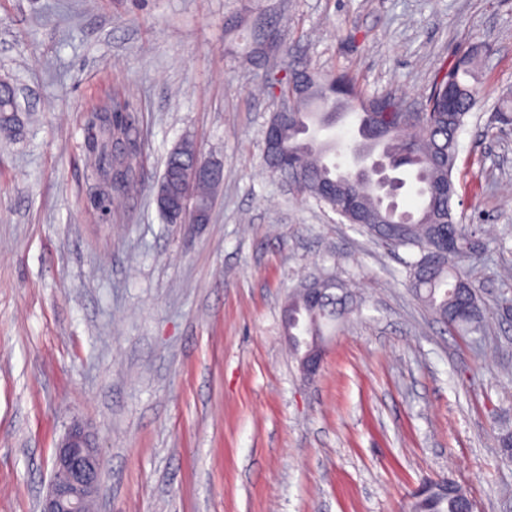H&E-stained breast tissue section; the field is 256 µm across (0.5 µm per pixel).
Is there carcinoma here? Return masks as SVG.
Wrapping results in <instances>:
<instances>
[{"mask_svg":"<svg viewBox=\"0 0 512 512\" xmlns=\"http://www.w3.org/2000/svg\"><path fill=\"white\" fill-rule=\"evenodd\" d=\"M483 46L474 44L462 52L450 69H441L427 96L424 110L407 117L389 108L399 102L393 96L369 98L355 78L347 73L317 76L307 70L285 68V82L297 78L302 93L294 96L293 111L273 113L279 125L280 150L265 154L272 172L288 179L304 196L329 206L348 223L371 233L382 244L415 251L407 262L408 283L417 297L451 331L483 335L486 333L484 303L458 263L480 248V239L458 222L455 212L458 191L454 169L459 152L458 136L480 94V66ZM359 111L360 140L351 149L378 152L395 167L407 172L415 184L419 200L413 210L397 213L383 207L377 185L328 162L326 145L309 140L305 131L336 123L338 110ZM105 108L112 110V131L98 123L93 113L88 141L94 155L92 173L98 174L108 139L140 142L134 113L118 98ZM495 120L512 125V94L502 95L495 107ZM196 157L192 143L172 150L166 159L160 180L170 184L175 194L181 190L177 175ZM116 171L129 176V184L115 185V191L130 193L142 183L138 156L112 152ZM218 180L201 181L195 187V206L208 211ZM346 298L334 297L324 305H313L296 293L288 301V330L300 323L309 335L323 336L326 328L346 314ZM471 502L468 494L453 480L441 478L423 485L411 495L408 512H462Z\"/></svg>","mask_w":512,"mask_h":512,"instance_id":"1","label":"carcinoma"}]
</instances>
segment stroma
<instances>
[{
	"mask_svg": "<svg viewBox=\"0 0 512 512\" xmlns=\"http://www.w3.org/2000/svg\"><path fill=\"white\" fill-rule=\"evenodd\" d=\"M283 19L290 64L419 107L487 46L455 169L485 335L418 299L407 250L266 169L276 102L250 51ZM0 78L23 118L0 136V512H36L74 422L104 461L98 512H401L438 476L512 512V129L493 120L512 0H0ZM115 97L144 181L100 202L87 124ZM186 138L224 168L205 224L164 223L153 199ZM324 277L351 311L308 381L284 307Z\"/></svg>",
	"mask_w": 512,
	"mask_h": 512,
	"instance_id": "obj_1",
	"label": "stroma"
}]
</instances>
